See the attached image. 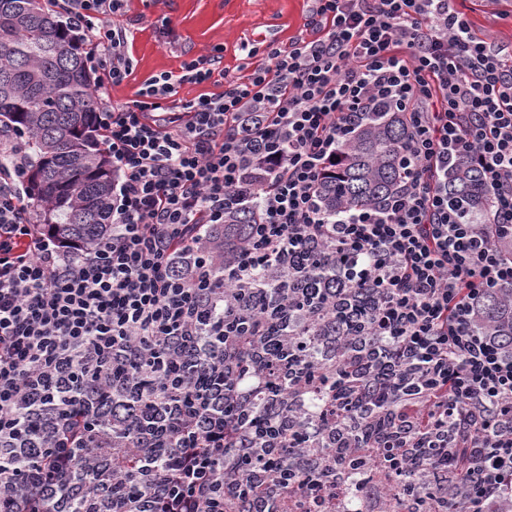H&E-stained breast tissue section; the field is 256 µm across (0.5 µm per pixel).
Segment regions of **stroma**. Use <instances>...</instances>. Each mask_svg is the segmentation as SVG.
Returning a JSON list of instances; mask_svg holds the SVG:
<instances>
[{"label": "stroma", "mask_w": 512, "mask_h": 512, "mask_svg": "<svg viewBox=\"0 0 512 512\" xmlns=\"http://www.w3.org/2000/svg\"><path fill=\"white\" fill-rule=\"evenodd\" d=\"M477 37L512 53V0H455ZM311 0H126L118 21L128 36L132 73L108 91L111 101L134 100L137 90L163 72L179 73L185 61L223 51L220 75L183 84L177 97L217 95L228 77L243 78L249 49L274 42L288 47L319 35L310 26Z\"/></svg>", "instance_id": "stroma-1"}]
</instances>
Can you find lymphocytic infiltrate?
Wrapping results in <instances>:
<instances>
[{"mask_svg": "<svg viewBox=\"0 0 512 512\" xmlns=\"http://www.w3.org/2000/svg\"><path fill=\"white\" fill-rule=\"evenodd\" d=\"M124 2L51 3L108 86L132 73ZM314 2L319 38L267 44L220 95L175 100L216 51L101 104L112 229L88 249L33 224L23 162L0 165V512H512V349L476 322L512 288V59L453 0ZM381 104L407 120L404 180L327 218L320 182ZM461 160L488 196L470 222ZM245 206L262 220L226 249ZM302 250L334 291L304 288ZM323 376L340 389L310 408ZM448 200L461 213L476 218L486 210L485 190L477 172L465 161L448 168Z\"/></svg>", "mask_w": 512, "mask_h": 512, "instance_id": "lymphocytic-infiltrate-1", "label": "lymphocytic infiltrate"}]
</instances>
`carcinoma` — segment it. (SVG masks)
Segmentation results:
<instances>
[{
  "instance_id": "carcinoma-1",
  "label": "carcinoma",
  "mask_w": 512,
  "mask_h": 512,
  "mask_svg": "<svg viewBox=\"0 0 512 512\" xmlns=\"http://www.w3.org/2000/svg\"><path fill=\"white\" fill-rule=\"evenodd\" d=\"M96 77L83 55V38L58 19L47 0H0V126L25 134L26 192L40 207L45 227L66 244L87 247L110 230L112 161L101 148ZM405 140L401 115L377 106L341 148V164L322 181L321 210L381 207L404 179L399 155ZM42 174L40 187L33 176ZM448 199L461 213L486 210L477 172L459 161L448 168ZM260 213L243 208L226 217L230 237L240 238ZM509 293L486 296L481 317L512 337ZM258 414L270 394L251 384Z\"/></svg>"
}]
</instances>
